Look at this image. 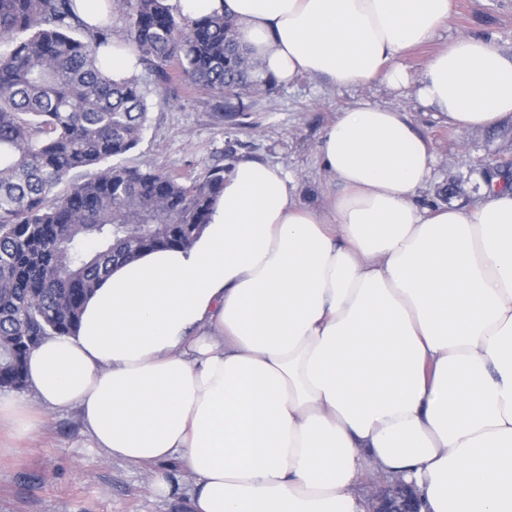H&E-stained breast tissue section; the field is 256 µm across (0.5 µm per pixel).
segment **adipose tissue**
Here are the masks:
<instances>
[{
    "label": "adipose tissue",
    "instance_id": "adipose-tissue-1",
    "mask_svg": "<svg viewBox=\"0 0 512 512\" xmlns=\"http://www.w3.org/2000/svg\"><path fill=\"white\" fill-rule=\"evenodd\" d=\"M221 12L279 82H416L461 132L512 119V60L460 36L417 79L452 0H169ZM327 202L243 158L185 249L117 268L79 330L0 393V456L44 409L78 408L93 447L193 481L192 512H366L364 473L414 483L421 512H512V189L423 205L436 156L397 109L358 102L317 146Z\"/></svg>",
    "mask_w": 512,
    "mask_h": 512
}]
</instances>
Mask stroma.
I'll return each mask as SVG.
<instances>
[{
  "label": "stroma",
  "instance_id": "stroma-1",
  "mask_svg": "<svg viewBox=\"0 0 512 512\" xmlns=\"http://www.w3.org/2000/svg\"><path fill=\"white\" fill-rule=\"evenodd\" d=\"M467 35L493 40L512 60V0H453L452 14L434 41L406 51L400 59L410 74L429 56ZM150 113L139 145L122 156L123 164L195 175L224 165L228 151L237 157L277 167L293 181L298 198L324 205L326 189L317 145L337 112L355 102L405 112L416 132L434 150L437 164L422 202L440 203V191L458 183L456 202L475 200L482 173L491 161L512 164V120L498 127L457 131L420 104L414 88L395 89L384 82L337 87L304 75L279 83L266 95L248 96V126L224 124V100L181 80L152 89ZM149 464H134L91 447L78 410H45L40 431L20 454L0 459V512H187L189 476L177 463L168 471L171 492L158 495Z\"/></svg>",
  "mask_w": 512,
  "mask_h": 512
}]
</instances>
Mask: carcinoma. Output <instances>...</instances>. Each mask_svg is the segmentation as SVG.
I'll use <instances>...</instances> for the list:
<instances>
[{
  "mask_svg": "<svg viewBox=\"0 0 512 512\" xmlns=\"http://www.w3.org/2000/svg\"><path fill=\"white\" fill-rule=\"evenodd\" d=\"M140 71L112 78V27L89 26L76 0H0V388L25 389L29 351L80 326L102 280L142 253L191 245L235 162L185 177L108 164L135 148L147 87L178 77L244 116L245 91L276 82L237 40L231 16L192 20L168 0H124ZM94 168L84 181L78 169Z\"/></svg>",
  "mask_w": 512,
  "mask_h": 512,
  "instance_id": "carcinoma-1",
  "label": "carcinoma"
}]
</instances>
